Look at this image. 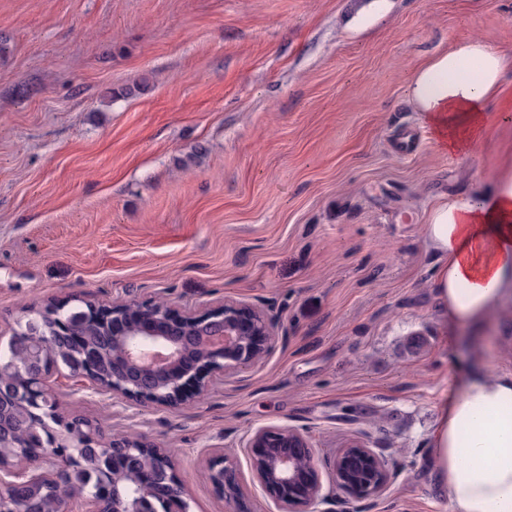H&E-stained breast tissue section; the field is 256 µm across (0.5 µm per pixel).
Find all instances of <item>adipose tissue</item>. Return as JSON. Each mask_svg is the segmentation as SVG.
I'll return each instance as SVG.
<instances>
[{
	"instance_id": "adipose-tissue-1",
	"label": "adipose tissue",
	"mask_w": 512,
	"mask_h": 512,
	"mask_svg": "<svg viewBox=\"0 0 512 512\" xmlns=\"http://www.w3.org/2000/svg\"><path fill=\"white\" fill-rule=\"evenodd\" d=\"M512 56L477 39L415 67L408 97L444 150L464 153L486 133L489 110L512 119ZM427 241L439 257L433 279L441 317L472 324L490 316L512 287V164L489 193L452 194L427 212ZM432 487L449 512H512V371L473 352L461 394L442 407L431 434Z\"/></svg>"
}]
</instances>
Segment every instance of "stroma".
Segmentation results:
<instances>
[{
    "mask_svg": "<svg viewBox=\"0 0 512 512\" xmlns=\"http://www.w3.org/2000/svg\"><path fill=\"white\" fill-rule=\"evenodd\" d=\"M0 34V336L75 297L277 324L263 359L179 408L58 367L61 412L171 449L191 512H225L215 448L252 512H280L242 451L264 426L306 429L325 460L383 449L401 475L369 512H448L429 435L471 336L512 371V288L480 328L444 323L425 217L490 191L512 124L489 113L486 143L442 151L407 83L463 40L512 55V0H0Z\"/></svg>",
    "mask_w": 512,
    "mask_h": 512,
    "instance_id": "obj_1",
    "label": "stroma"
}]
</instances>
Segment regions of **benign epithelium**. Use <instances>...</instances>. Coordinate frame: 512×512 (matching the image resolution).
Returning <instances> with one entry per match:
<instances>
[{
    "label": "benign epithelium",
    "mask_w": 512,
    "mask_h": 512,
    "mask_svg": "<svg viewBox=\"0 0 512 512\" xmlns=\"http://www.w3.org/2000/svg\"><path fill=\"white\" fill-rule=\"evenodd\" d=\"M90 310L108 323L97 344L84 346L83 367L74 375L84 385L137 404L175 408L202 397L211 383L247 370L266 355L276 338L275 323L260 308L226 301L216 308L180 314L163 300L112 305L89 302ZM58 338L35 336L17 342L23 357L16 371L25 379L15 403L37 427L52 421V448L39 465L19 457L5 460L18 434L0 423V512H19L15 492L33 484H53L71 452L87 444L112 449V467L99 475V491L84 497L86 512H191L174 459L168 449L134 435L112 436L104 443L93 424L79 429L59 412L43 376H30L44 353L58 350ZM112 351V377L96 372L99 357ZM253 479L281 512H335L336 499L322 492L318 463L307 432L298 427H261L243 446ZM336 489L345 493L353 512H361L396 483L400 470L377 448L353 442L326 462ZM210 479L224 494L228 512H251L236 463L219 458Z\"/></svg>",
    "instance_id": "7a95c632"
}]
</instances>
